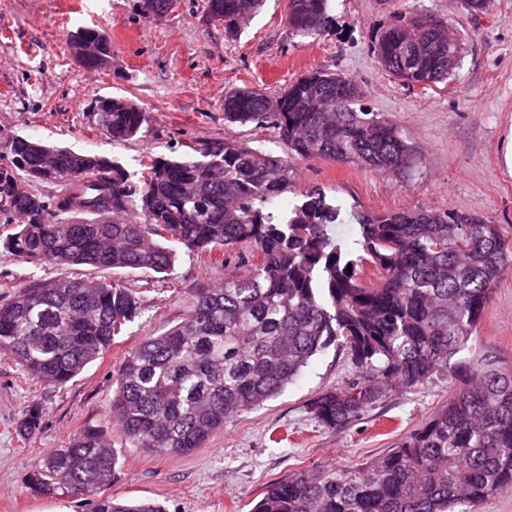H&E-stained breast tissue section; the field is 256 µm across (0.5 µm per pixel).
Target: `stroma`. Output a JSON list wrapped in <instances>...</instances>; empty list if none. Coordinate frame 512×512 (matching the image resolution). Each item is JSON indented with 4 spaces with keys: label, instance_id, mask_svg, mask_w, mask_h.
Instances as JSON below:
<instances>
[{
    "label": "stroma",
    "instance_id": "35a3bbf8",
    "mask_svg": "<svg viewBox=\"0 0 512 512\" xmlns=\"http://www.w3.org/2000/svg\"><path fill=\"white\" fill-rule=\"evenodd\" d=\"M399 12H428L447 22L464 43L460 68L428 89L401 85L377 62L370 37ZM332 24L318 38L288 30V0H266L236 32L209 20L205 0H175L162 18H146L140 0H0V144L30 136L74 151H92L127 171L150 156L173 157L185 145L238 141L285 155L277 129L224 120V96L250 87L272 93L315 69L341 73L364 90L360 105L400 128L417 151L411 177L379 173L329 159H295L284 202L323 188L346 211L381 213L429 207L463 211L500 225L512 237V0L483 11L462 0H331ZM100 27L111 38L107 67L87 70L71 55L78 29ZM106 97L141 108L140 134L115 141L89 111ZM245 266L212 265L180 254L169 279L137 271L90 269L116 278L140 298L138 316L111 350L62 387L25 383L20 368L0 355V512H90L88 502L27 494L37 457L61 448L88 427L122 440L109 406L128 352L147 336L166 332L195 305L199 293L223 284ZM512 365V268L504 270L480 324L457 355ZM342 346L314 356L276 398L230 420L203 447L157 456L118 450L116 498L153 500L167 512H250L269 483L298 470L356 467L397 447L448 400L449 373L414 387H392L353 422L322 425L308 405L319 394L361 381ZM44 420L31 441L18 442L14 423L32 400Z\"/></svg>",
    "mask_w": 512,
    "mask_h": 512
}]
</instances>
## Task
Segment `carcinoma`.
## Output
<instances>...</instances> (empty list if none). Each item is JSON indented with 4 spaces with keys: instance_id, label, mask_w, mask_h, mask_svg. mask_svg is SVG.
Segmentation results:
<instances>
[{
    "instance_id": "obj_1",
    "label": "carcinoma",
    "mask_w": 512,
    "mask_h": 512,
    "mask_svg": "<svg viewBox=\"0 0 512 512\" xmlns=\"http://www.w3.org/2000/svg\"><path fill=\"white\" fill-rule=\"evenodd\" d=\"M263 0H205L210 19L234 31ZM330 0H288L294 37L316 38L331 24ZM174 0H141L158 19ZM102 45L80 62L107 65L106 32L77 37ZM380 66L405 85L430 88L454 72L463 43L426 12L399 13L372 36ZM362 89L347 76L313 70L276 94L249 88L224 97V120L270 124L297 158L358 162L405 177L415 152L398 127L356 108ZM94 123L108 137H135L145 113L123 98L95 101ZM287 160L239 142L189 145L175 159L151 157L130 173L95 153L15 136L0 146V245L30 263L63 270L12 287L0 304V354L28 379L62 387L103 357L139 314L118 280L91 279L84 267L170 274L181 250L200 257L246 253L260 261L246 275L200 294L176 326L147 336L125 357L112 420L125 444L182 455L229 420L277 396L313 356L339 342L368 373L364 382L326 391L310 411L342 426L383 397V386L422 384L468 342L512 262L500 225L414 207L369 215L355 211L359 238H334L346 213L321 188L282 213L292 187ZM63 192L48 199L37 185ZM458 391L387 455L357 469L301 472L266 487L251 512H470L512 489V368L454 366ZM43 408L23 407L17 436L41 429ZM118 463L115 444L89 427L35 462L25 487L35 496L78 497L92 512H165L152 502L105 494Z\"/></svg>"
}]
</instances>
